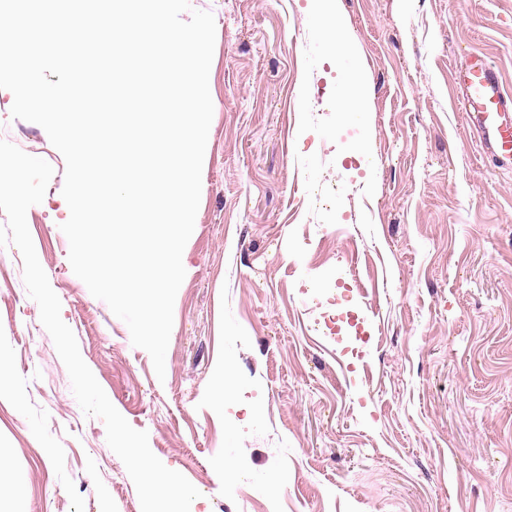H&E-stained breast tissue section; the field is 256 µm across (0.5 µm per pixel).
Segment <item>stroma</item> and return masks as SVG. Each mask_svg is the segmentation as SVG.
I'll return each instance as SVG.
<instances>
[{
	"label": "stroma",
	"mask_w": 512,
	"mask_h": 512,
	"mask_svg": "<svg viewBox=\"0 0 512 512\" xmlns=\"http://www.w3.org/2000/svg\"><path fill=\"white\" fill-rule=\"evenodd\" d=\"M189 3L214 111L164 378L74 274L65 159L0 88V140L54 169L27 224L84 362L192 512H512V171L454 82L474 49L512 91V0H340L347 50L308 0ZM358 75L366 114L322 109ZM0 352V483L26 512H141L12 245Z\"/></svg>",
	"instance_id": "stroma-1"
}]
</instances>
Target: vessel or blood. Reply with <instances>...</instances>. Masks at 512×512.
Masks as SVG:
<instances>
[{"label": "vessel or blood", "mask_w": 512, "mask_h": 512, "mask_svg": "<svg viewBox=\"0 0 512 512\" xmlns=\"http://www.w3.org/2000/svg\"><path fill=\"white\" fill-rule=\"evenodd\" d=\"M455 82L459 102L488 157L500 168H512V93L483 56L466 53Z\"/></svg>", "instance_id": "vessel-or-blood-1"}]
</instances>
